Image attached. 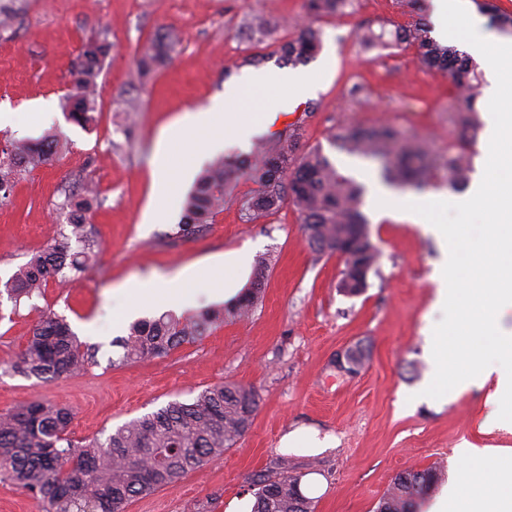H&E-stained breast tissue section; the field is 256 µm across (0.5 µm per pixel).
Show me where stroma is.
Wrapping results in <instances>:
<instances>
[{"instance_id":"35a3bbf8","label":"stroma","mask_w":512,"mask_h":512,"mask_svg":"<svg viewBox=\"0 0 512 512\" xmlns=\"http://www.w3.org/2000/svg\"><path fill=\"white\" fill-rule=\"evenodd\" d=\"M0 9L12 14L0 26V110L12 122L0 133L35 141L55 132L65 144L52 162L19 175L10 204L0 206V285L66 223L65 197L89 185L98 186L99 202L87 227L101 243L92 265L73 280L50 283L44 295L17 306L0 301V364L15 359L46 309L66 317L79 335L94 323L96 364L44 382L0 371V412L35 398L65 407L71 438L86 443L222 381L257 390L251 427L220 460L134 499L127 512H251L253 475L284 465L302 473L301 490L315 498V512H375L399 472L440 469L439 496L457 475L456 448H512V429L484 424L487 390L471 387L450 401L417 395L431 373L430 334L443 313L434 305L432 280L441 254L416 225L363 202L379 259L367 288L347 296L337 288L342 258L311 248L292 204L256 222L242 218V199L261 189L250 174L240 175L223 211L189 233L179 227L193 181L166 194L154 180L158 168L179 164L176 156L158 157L160 138L185 110L207 105L243 77L242 57L259 53L265 67H281L277 45L294 37L288 23L301 0H0ZM255 15L275 28L274 39L258 40L247 29ZM414 16L395 0H369L313 19L322 31V49L307 65L321 75L315 91L299 102L268 95L258 109H240V117L269 113L263 140L301 126L298 153L321 148L369 191L385 185L380 164L335 147L339 126L390 124L427 140L438 155L455 151L445 76L423 66L415 47L368 54L358 40L361 27L405 25ZM168 31L179 37L169 61L140 79L139 55ZM102 32L114 50L97 79L96 121L85 128L67 118L62 101L85 43ZM356 83L368 91L359 101L348 95ZM163 206L175 211L170 223H143L147 211ZM225 255L242 259L234 278L242 291L258 258L270 260L251 316L226 317L232 299L215 302L198 289L185 316L211 310L221 319L165 356L120 364L116 342L131 323L123 318L128 298L115 287L152 274L173 277ZM355 346L366 351L363 367L354 376L338 373L337 351ZM298 429L331 435L336 445L314 453L282 447L283 436Z\"/></svg>"}]
</instances>
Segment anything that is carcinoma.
<instances>
[{
    "label": "carcinoma",
    "mask_w": 512,
    "mask_h": 512,
    "mask_svg": "<svg viewBox=\"0 0 512 512\" xmlns=\"http://www.w3.org/2000/svg\"><path fill=\"white\" fill-rule=\"evenodd\" d=\"M350 2L302 0V12L308 18L334 15ZM478 7L489 17L491 26L502 33L512 32L511 14L499 11L488 0ZM358 38L365 46L386 40L413 45L424 66L448 78L454 90L450 111L461 137L457 150L448 154L443 166L449 186L456 189L466 184L470 172L467 133L476 123L482 82L477 64L457 47L436 42L430 36L429 24L421 21L397 26L389 33L367 28ZM175 43L171 33L152 39L139 59L140 77L147 78L163 66ZM321 46V31L306 25L278 45L277 51L286 61L299 64L315 56ZM111 51L112 42L105 36L84 45L73 72L72 91L64 103L78 124L94 121L97 77ZM299 136L300 127L295 126L257 146L244 159L222 156L212 161L186 199V222L180 231L188 233L211 222L246 167L261 185L258 194L242 201L247 220L264 218L290 200L315 251L349 254L347 265L355 284L346 288L340 283L338 288L356 295L367 288L368 274L379 257L368 232L369 220L361 209L363 187L339 173L317 148L296 156ZM334 140L348 153L378 160L386 180L417 192L427 188V172L435 157L425 141L391 126L364 130L349 125L343 126ZM57 143L55 135L42 144L6 141L0 148V206L10 202L13 176L47 164ZM94 202L89 188L81 195L67 197V226L18 268L4 283L0 296L5 294L17 304L24 297L42 294L49 282L66 277L68 270L85 272L99 249V242L86 228V213ZM265 272L263 267L256 269L251 288L229 310L230 315L242 318L252 312L264 286ZM209 323L207 314L187 318L172 312L138 321L120 342L123 355L118 363L166 355L202 335ZM98 352L99 346L79 341L67 321L50 310L40 316L24 340L10 370L38 380L71 377L96 363ZM257 406L255 388L220 383L202 390L189 402L170 401L123 424L103 442L94 439L82 445L67 434L71 421L68 409L31 400L0 412V477L39 499L42 512H126L134 498L173 487L187 473L221 457L250 428ZM301 479L302 475L286 469L276 475H258L252 512H314L313 500L301 491ZM438 480L439 473L432 468L397 474L376 512H420Z\"/></svg>",
    "instance_id": "carcinoma-1"
}]
</instances>
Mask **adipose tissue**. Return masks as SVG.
<instances>
[{
  "label": "adipose tissue",
  "mask_w": 512,
  "mask_h": 512,
  "mask_svg": "<svg viewBox=\"0 0 512 512\" xmlns=\"http://www.w3.org/2000/svg\"><path fill=\"white\" fill-rule=\"evenodd\" d=\"M318 82L317 75L308 72L283 73L267 71L247 75L235 94L212 100L209 105L186 110L179 122L178 137H162L159 151L179 155L182 164L178 172H163L161 178L178 183L189 176L196 164L211 151L230 145L244 149L256 134L257 127L244 121L234 126L224 122L225 112L240 108L244 101L260 102L262 97L276 92H286L294 97L310 93ZM237 260L219 259L180 272L179 278L187 289L205 288L210 295H228L227 285ZM460 476L452 490L438 497L428 512H512V452L486 448L464 447L457 451ZM496 466L501 483L486 487L481 477L483 464Z\"/></svg>",
  "instance_id": "ef3b65f1"
}]
</instances>
